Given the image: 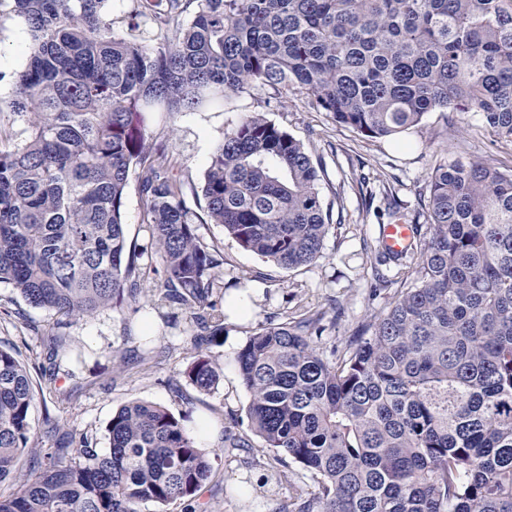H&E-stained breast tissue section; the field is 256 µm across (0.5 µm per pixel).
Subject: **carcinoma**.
Here are the masks:
<instances>
[{
	"label": "carcinoma",
	"mask_w": 512,
	"mask_h": 512,
	"mask_svg": "<svg viewBox=\"0 0 512 512\" xmlns=\"http://www.w3.org/2000/svg\"><path fill=\"white\" fill-rule=\"evenodd\" d=\"M32 43L7 107L22 124L0 142V284L64 321L150 284L122 219L132 168L141 223L165 267L170 304L192 312L184 376L219 381L209 345L224 255L202 243L165 148L146 146L142 112L222 109L252 88L306 93L368 138L396 139L432 112H475L512 144V0H12ZM189 16L182 21L183 16ZM320 160L259 113L224 131L202 186L210 222L283 268L312 263L335 228ZM412 225L401 251L379 241L392 300L346 345L326 349L325 314L269 322L236 357L248 418L280 464L314 480L276 512H512V168L474 158L433 170L422 211L386 198ZM426 234H421L420 218ZM25 365L0 347V484L39 455L0 512H142L187 501L211 463L180 420L145 401L108 423L109 452L30 420Z\"/></svg>",
	"instance_id": "carcinoma-1"
}]
</instances>
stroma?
<instances>
[{"label":"stroma","instance_id":"stroma-1","mask_svg":"<svg viewBox=\"0 0 512 512\" xmlns=\"http://www.w3.org/2000/svg\"><path fill=\"white\" fill-rule=\"evenodd\" d=\"M11 0H0V99H10L30 51L27 28L11 11ZM233 111L156 112L147 115L145 129L153 147H164L176 161L187 185L200 188L215 145L241 114L262 113L300 140L324 168L322 197L331 204L341 225L326 238L323 255L310 265L287 270L244 250L222 225L201 217L195 224L199 239L224 254L221 286L225 296L248 286L254 311L246 320H225L223 336L210 347L221 372L218 386L202 392L184 378L194 352L195 325L191 313L152 307L165 273L155 250L139 260L156 287L137 301L72 320L61 329L65 345L81 361L60 358L47 363L44 337L54 331L53 316L31 307L10 286L0 284V341L14 344L30 370L35 388L45 390L35 401L31 422L41 427L44 416L59 425L58 436L87 434L99 452L109 450L106 426L113 413L133 400L160 405L181 420L186 431L204 446L213 463L202 498L210 512H274L281 501L311 490L313 483L297 466H281L265 449L247 417L249 396L236 369L238 351L270 320L329 311L342 314L323 335L325 343L344 344L362 322L390 301L393 291L371 295L378 268L375 247L388 216L370 207L360 186L376 197L393 192L408 211L420 210L440 146L459 149L461 156L481 157L512 166V146L489 135L472 136L480 121L473 112L454 118L460 135L450 136L442 113H430L407 134L405 143L367 138L315 110L306 94L288 90L278 99L253 89L233 99ZM243 445L229 447L225 431Z\"/></svg>","mask_w":512,"mask_h":512}]
</instances>
